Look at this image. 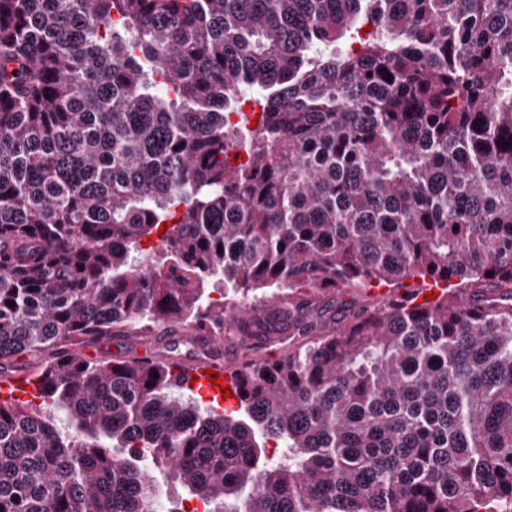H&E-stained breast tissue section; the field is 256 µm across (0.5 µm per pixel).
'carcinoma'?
Listing matches in <instances>:
<instances>
[{
  "mask_svg": "<svg viewBox=\"0 0 512 512\" xmlns=\"http://www.w3.org/2000/svg\"><path fill=\"white\" fill-rule=\"evenodd\" d=\"M233 315L288 353L228 414L81 352ZM33 356L0 512H161L159 473L167 512L512 505V0H0V376ZM383 288V287H381ZM381 288H370L368 290L364 291H349V292H335L331 295L321 298V304L313 306L310 310L311 314L314 316L319 315L321 312L326 313L327 316H335L336 318L341 314L342 311L350 309V308H356L359 306H362L365 304L368 300H370L371 294H376L378 289ZM331 305V309L324 312L322 311L324 309V306L326 304Z\"/></svg>",
  "mask_w": 512,
  "mask_h": 512,
  "instance_id": "obj_1",
  "label": "carcinoma"
}]
</instances>
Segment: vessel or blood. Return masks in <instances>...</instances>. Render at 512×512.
<instances>
[{
  "label": "vessel or blood",
  "mask_w": 512,
  "mask_h": 512,
  "mask_svg": "<svg viewBox=\"0 0 512 512\" xmlns=\"http://www.w3.org/2000/svg\"><path fill=\"white\" fill-rule=\"evenodd\" d=\"M191 342L198 348L205 351L208 355L207 360L191 363L184 374V381L193 382L194 392L199 393L207 400L217 404H237L236 392L238 390V380L235 375L237 362L233 356L224 352V341L217 336H206L203 334H191ZM218 375L222 378L225 385L228 386L230 397L221 396L214 382H211V375ZM36 378L23 374L11 375L0 378V396L22 398L28 396L31 389L37 388Z\"/></svg>",
  "instance_id": "obj_1"
}]
</instances>
